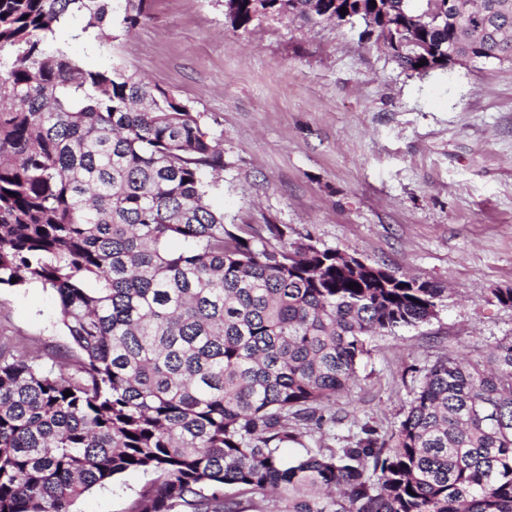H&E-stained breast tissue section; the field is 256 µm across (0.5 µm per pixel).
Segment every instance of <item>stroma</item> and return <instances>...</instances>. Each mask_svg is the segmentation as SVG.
Returning <instances> with one entry per match:
<instances>
[{"label":"stroma","mask_w":512,"mask_h":512,"mask_svg":"<svg viewBox=\"0 0 512 512\" xmlns=\"http://www.w3.org/2000/svg\"><path fill=\"white\" fill-rule=\"evenodd\" d=\"M55 44L93 69L120 63L201 115L224 170L209 201L228 224H275L305 241L441 287L429 322L373 336L350 389L318 438L340 448L361 424L394 431L425 370L473 359L512 336V62L404 71L363 24L286 15L235 29L224 0H152L150 20L110 43ZM25 357H81L57 295L0 288V343ZM150 481L129 471L77 498L71 512H128Z\"/></svg>","instance_id":"35a3bbf8"}]
</instances>
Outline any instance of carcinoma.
I'll list each match as a JSON object with an SVG mask.
<instances>
[{"label": "carcinoma", "instance_id": "obj_1", "mask_svg": "<svg viewBox=\"0 0 512 512\" xmlns=\"http://www.w3.org/2000/svg\"><path fill=\"white\" fill-rule=\"evenodd\" d=\"M151 2L0 0V287L55 292L81 352L69 372L0 348V512H69L130 470L155 479L129 512H243L239 495L269 493L274 512H512V336L436 360L389 436L365 423L349 446L281 455L368 339L428 322L442 290L277 248L276 224L233 231L207 201L224 158L200 113L52 42L77 17L109 41ZM334 2L226 8L235 29L259 6L341 24ZM460 2L457 19L443 0H379L402 69L425 75L450 48L512 61V0Z\"/></svg>", "mask_w": 512, "mask_h": 512}]
</instances>
